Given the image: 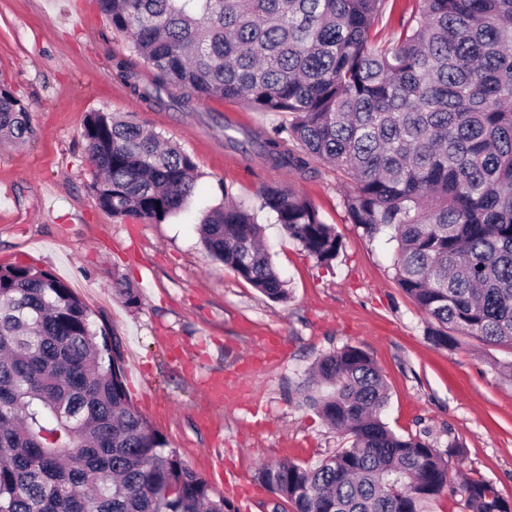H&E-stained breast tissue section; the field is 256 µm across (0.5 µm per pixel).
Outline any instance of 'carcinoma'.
I'll use <instances>...</instances> for the list:
<instances>
[{
    "label": "carcinoma",
    "mask_w": 512,
    "mask_h": 512,
    "mask_svg": "<svg viewBox=\"0 0 512 512\" xmlns=\"http://www.w3.org/2000/svg\"><path fill=\"white\" fill-rule=\"evenodd\" d=\"M387 2L98 0L129 38L114 67L134 96L284 116L248 142L276 168L305 175L321 163L349 180L347 219L370 239L391 231L396 281L427 336L512 348V0H415L379 46L371 31ZM135 57L154 71L148 86ZM33 135L28 107L0 87V144ZM83 136L97 204L112 216L160 223L192 195V157L160 133L90 112ZM260 199L310 256L336 261L341 239L314 203L282 183ZM199 234L263 296L288 300L248 209H212ZM114 288L138 306L129 283ZM316 375L329 391L310 406L350 445L316 466L260 471L294 512H424L447 491L467 512H512L492 483L452 472L451 451L383 422L388 396L365 351H333ZM0 512H234L133 405L117 335L32 265L0 266Z\"/></svg>",
    "instance_id": "cac0c4a2"
}]
</instances>
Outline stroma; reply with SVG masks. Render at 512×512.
<instances>
[{
    "mask_svg": "<svg viewBox=\"0 0 512 512\" xmlns=\"http://www.w3.org/2000/svg\"><path fill=\"white\" fill-rule=\"evenodd\" d=\"M127 53V37L97 0H0V85L28 105L37 129L29 142L0 146V266L34 265L69 283L94 325L121 338L137 410L236 512H273L262 467L314 465L344 444L303 396L320 390L315 362L346 346L375 360L389 395L382 419L393 431L443 451L459 447L456 467L512 500V382L497 370L512 350L467 337L431 341L426 316L395 279L396 242L368 239L348 222L339 172L321 165L295 181L226 146V125L269 126L275 115L217 98L191 112L149 107L113 71ZM98 111L155 129L197 166L182 209L139 222L134 244L129 221L103 211L92 189L83 130ZM274 182L293 184L335 228L342 249L331 265L261 211L259 193ZM227 199L256 213L287 301L267 299L204 251L197 225ZM118 277L138 289V307L116 295ZM169 336L200 351V373L241 387L240 397L207 403L169 352Z\"/></svg>",
    "mask_w": 512,
    "mask_h": 512,
    "instance_id": "stroma-1",
    "label": "stroma"
}]
</instances>
